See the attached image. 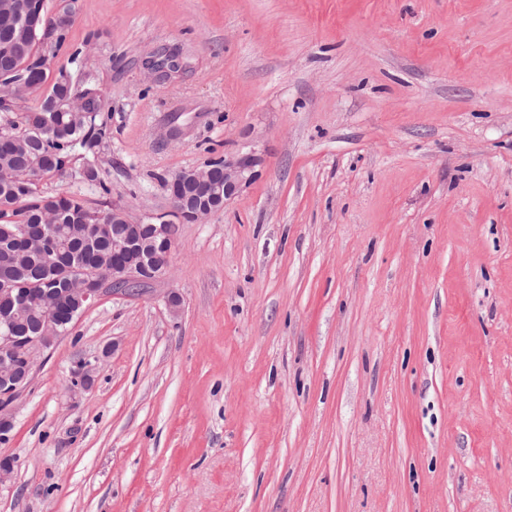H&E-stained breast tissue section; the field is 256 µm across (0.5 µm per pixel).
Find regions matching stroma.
<instances>
[{
    "label": "stroma",
    "instance_id": "stroma-1",
    "mask_svg": "<svg viewBox=\"0 0 512 512\" xmlns=\"http://www.w3.org/2000/svg\"><path fill=\"white\" fill-rule=\"evenodd\" d=\"M78 48L111 192L38 195L260 163L39 354L0 512H512V0H78Z\"/></svg>",
    "mask_w": 512,
    "mask_h": 512
}]
</instances>
